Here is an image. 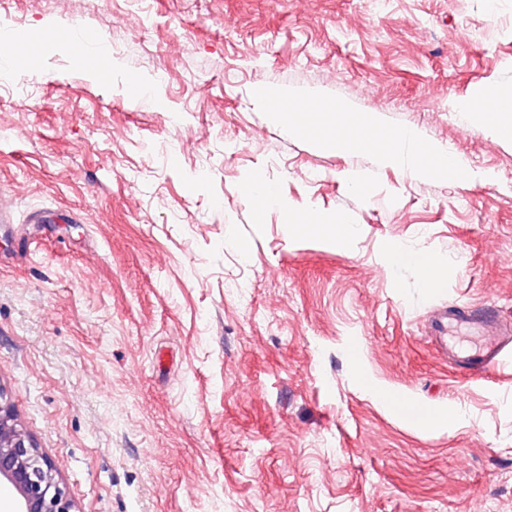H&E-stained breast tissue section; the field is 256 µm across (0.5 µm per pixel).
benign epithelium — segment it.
<instances>
[{
  "instance_id": "obj_1",
  "label": "benign epithelium",
  "mask_w": 512,
  "mask_h": 512,
  "mask_svg": "<svg viewBox=\"0 0 512 512\" xmlns=\"http://www.w3.org/2000/svg\"><path fill=\"white\" fill-rule=\"evenodd\" d=\"M0 478L19 494L16 512H77L55 462L21 426L1 388Z\"/></svg>"
}]
</instances>
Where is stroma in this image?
Returning <instances> with one entry per match:
<instances>
[{
	"label": "stroma",
	"mask_w": 512,
	"mask_h": 512,
	"mask_svg": "<svg viewBox=\"0 0 512 512\" xmlns=\"http://www.w3.org/2000/svg\"><path fill=\"white\" fill-rule=\"evenodd\" d=\"M1 27L34 53L0 72V388L79 512H512V364L455 372L433 329L453 305L512 320V141L457 110L512 84V0H0ZM264 88L482 178L287 134ZM305 207L357 235L295 231ZM258 99L281 103L272 109L270 118L285 131L292 132L298 127H305L304 114L312 108L315 112H331L335 121L321 125L332 128L334 134L326 143L339 150H371L377 154L378 162L387 167L400 169L414 178L448 177L449 181L466 184L481 178L480 173L472 169L451 149L444 145L425 140L413 130H400L387 136L372 135L370 132L379 126V119L371 114L362 115V124L347 126L342 134L336 136V124L347 120L350 113L343 108H324L313 98H296L287 91L262 89ZM284 104L291 105L295 112H286ZM306 111V112H304ZM390 260L394 265L414 263L420 271L425 288H436L443 277V266L428 252L415 253L403 245H398L392 250Z\"/></svg>",
	"instance_id": "obj_1"
}]
</instances>
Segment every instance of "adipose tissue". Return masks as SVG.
<instances>
[{"label": "adipose tissue", "mask_w": 512, "mask_h": 512, "mask_svg": "<svg viewBox=\"0 0 512 512\" xmlns=\"http://www.w3.org/2000/svg\"><path fill=\"white\" fill-rule=\"evenodd\" d=\"M262 100L274 102L270 113L272 121L291 132L305 126V111H322V104L313 98H296L286 91L264 89ZM496 107L493 130L499 137L512 140V84L479 94L464 104L463 110L471 117L486 120V106ZM378 118L364 114L361 124L353 125L329 138V146L339 150H370L376 153L381 165L396 168L414 178L445 177L449 181L466 184L478 180L479 174L444 145L425 140L413 130H400L386 136L376 135Z\"/></svg>", "instance_id": "obj_1"}]
</instances>
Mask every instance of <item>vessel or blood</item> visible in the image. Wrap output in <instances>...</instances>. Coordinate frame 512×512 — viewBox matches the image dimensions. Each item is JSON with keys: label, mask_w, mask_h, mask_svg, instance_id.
<instances>
[{"label": "vessel or blood", "mask_w": 512, "mask_h": 512, "mask_svg": "<svg viewBox=\"0 0 512 512\" xmlns=\"http://www.w3.org/2000/svg\"><path fill=\"white\" fill-rule=\"evenodd\" d=\"M437 340L460 373L480 375L512 353V329L502 326L492 309H460L435 325Z\"/></svg>", "instance_id": "obj_1"}]
</instances>
